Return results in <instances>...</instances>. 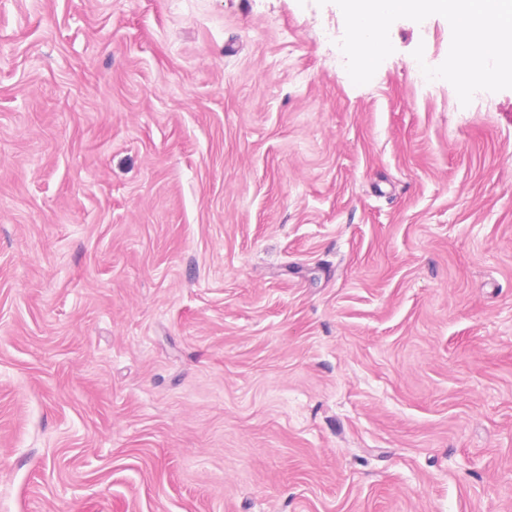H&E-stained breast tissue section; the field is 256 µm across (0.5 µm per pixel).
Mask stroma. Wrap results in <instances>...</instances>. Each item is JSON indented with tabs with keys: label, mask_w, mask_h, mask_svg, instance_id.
Segmentation results:
<instances>
[{
	"label": "stroma",
	"mask_w": 512,
	"mask_h": 512,
	"mask_svg": "<svg viewBox=\"0 0 512 512\" xmlns=\"http://www.w3.org/2000/svg\"><path fill=\"white\" fill-rule=\"evenodd\" d=\"M426 25L0 0V512H512V89Z\"/></svg>",
	"instance_id": "1"
}]
</instances>
